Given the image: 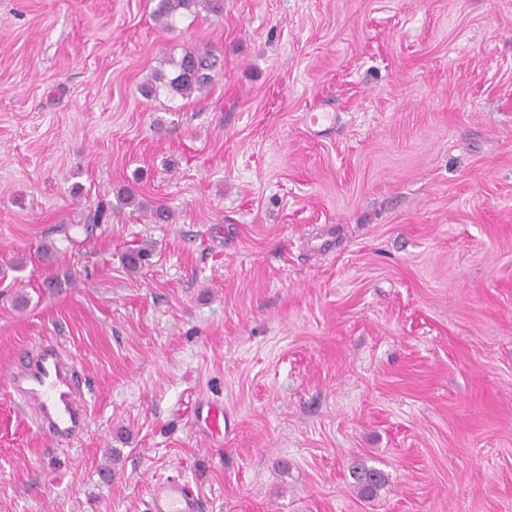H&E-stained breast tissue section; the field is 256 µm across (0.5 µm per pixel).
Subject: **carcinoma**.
I'll list each match as a JSON object with an SVG mask.
<instances>
[{
    "instance_id": "obj_1",
    "label": "carcinoma",
    "mask_w": 512,
    "mask_h": 512,
    "mask_svg": "<svg viewBox=\"0 0 512 512\" xmlns=\"http://www.w3.org/2000/svg\"><path fill=\"white\" fill-rule=\"evenodd\" d=\"M202 7L209 13L220 15L224 11V0H157L153 10V21L161 29H170L184 11ZM171 72L162 69L154 71L141 86L140 92L146 98L164 93L172 98L189 99L206 93L217 76L218 57L208 49L192 48L183 52L179 59H170ZM352 475L361 496L375 497L385 485L382 473L374 468L358 465L352 468Z\"/></svg>"
}]
</instances>
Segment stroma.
<instances>
[{
	"label": "stroma",
	"instance_id": "obj_1",
	"mask_svg": "<svg viewBox=\"0 0 512 512\" xmlns=\"http://www.w3.org/2000/svg\"><path fill=\"white\" fill-rule=\"evenodd\" d=\"M153 8L0 0V512H146L163 477L202 512H512V0ZM188 47L207 95L144 98ZM41 340L89 384L69 448L7 388ZM202 7L209 13L220 15L224 11V0H157L153 10V21L161 29H171L182 11L191 12L192 7ZM204 407L206 411L204 413ZM195 421L209 434L211 440L218 446L224 441V405L222 402L206 401L200 411L195 414ZM352 475L358 491L366 499L375 497L385 485L384 476L374 468L358 465L352 468Z\"/></svg>",
	"mask_w": 512,
	"mask_h": 512
}]
</instances>
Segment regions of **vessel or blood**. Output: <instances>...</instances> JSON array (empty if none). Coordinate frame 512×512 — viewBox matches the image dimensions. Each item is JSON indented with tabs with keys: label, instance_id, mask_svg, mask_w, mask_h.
<instances>
[{
	"label": "vessel or blood",
	"instance_id": "b4317fda",
	"mask_svg": "<svg viewBox=\"0 0 512 512\" xmlns=\"http://www.w3.org/2000/svg\"><path fill=\"white\" fill-rule=\"evenodd\" d=\"M8 385L21 408L29 410L39 434L57 446L70 444L87 429L81 369L71 354L51 342L25 346L11 358ZM195 421L214 443L224 441V405L205 404ZM148 512H200V496L182 478H159L148 491Z\"/></svg>",
	"mask_w": 512,
	"mask_h": 512
}]
</instances>
